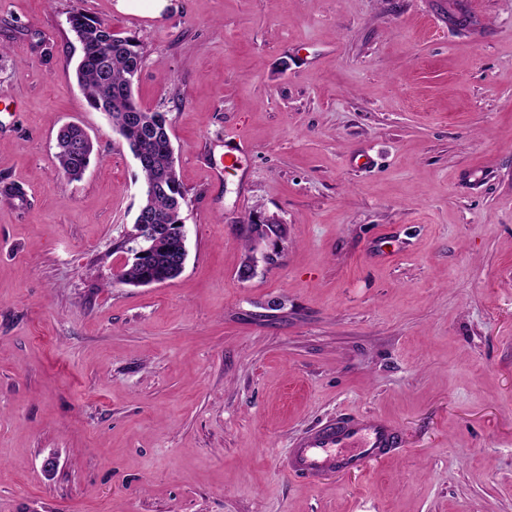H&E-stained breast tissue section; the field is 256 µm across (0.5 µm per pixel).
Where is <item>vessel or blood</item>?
<instances>
[{
	"label": "vessel or blood",
	"instance_id": "vessel-or-blood-1",
	"mask_svg": "<svg viewBox=\"0 0 512 512\" xmlns=\"http://www.w3.org/2000/svg\"><path fill=\"white\" fill-rule=\"evenodd\" d=\"M396 443L394 428L381 419H343L293 448L287 469L307 480L324 473L361 470L384 457Z\"/></svg>",
	"mask_w": 512,
	"mask_h": 512
}]
</instances>
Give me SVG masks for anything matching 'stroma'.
<instances>
[{"label": "stroma", "mask_w": 512, "mask_h": 512, "mask_svg": "<svg viewBox=\"0 0 512 512\" xmlns=\"http://www.w3.org/2000/svg\"><path fill=\"white\" fill-rule=\"evenodd\" d=\"M117 3L0 0V512H512V0ZM76 8L168 115L173 280L117 279L140 169L77 84ZM256 211L288 239L244 281ZM369 414L391 457L284 471ZM81 136V130L78 127H64L60 130L56 138L55 160L59 170L72 178L79 180L87 169L93 150H87L83 153H77L86 149V142L77 141L71 149L73 140Z\"/></svg>", "instance_id": "stroma-1"}]
</instances>
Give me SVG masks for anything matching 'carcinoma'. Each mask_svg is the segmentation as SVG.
I'll return each instance as SVG.
<instances>
[{"instance_id": "cac0c4a2", "label": "carcinoma", "mask_w": 512, "mask_h": 512, "mask_svg": "<svg viewBox=\"0 0 512 512\" xmlns=\"http://www.w3.org/2000/svg\"><path fill=\"white\" fill-rule=\"evenodd\" d=\"M66 22L88 57L79 62L76 78L90 106L108 117L112 128L133 154L145 152L149 156V162L140 166V171L142 188L147 190L143 204L158 218L153 253L145 262L133 260L127 263L119 282L136 286L145 280H172L170 250L180 248L176 232L184 229L182 211L187 199L174 166L167 113L150 111L145 121L131 119L132 114L143 112L133 95L135 77L144 59L143 47L135 39L114 33L111 27L78 9L69 13ZM80 136L81 130L70 126L62 128L56 138L57 167L74 180L82 178L93 154L90 149L83 153L71 149L72 141ZM246 223L249 237L245 250L248 256L239 269L242 280L253 277L251 263L254 257L249 255L253 242L262 240L267 230L281 241L288 234L286 225L274 217L265 223V231L255 223L251 214Z\"/></svg>"}]
</instances>
